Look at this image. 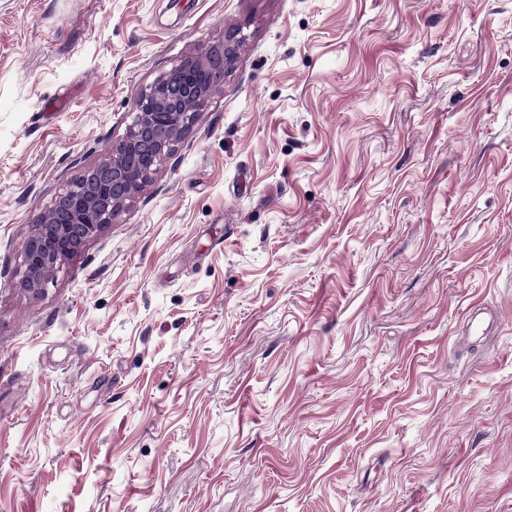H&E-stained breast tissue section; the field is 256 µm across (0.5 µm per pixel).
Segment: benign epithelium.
<instances>
[{"label":"benign epithelium","instance_id":"benign-epithelium-1","mask_svg":"<svg viewBox=\"0 0 512 512\" xmlns=\"http://www.w3.org/2000/svg\"><path fill=\"white\" fill-rule=\"evenodd\" d=\"M245 37L205 46L140 90L132 123L112 152L67 184L33 221L21 252L24 286L40 292L153 181L188 136L200 108L224 87Z\"/></svg>","mask_w":512,"mask_h":512}]
</instances>
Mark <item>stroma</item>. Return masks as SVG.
I'll use <instances>...</instances> for the list:
<instances>
[{
  "mask_svg": "<svg viewBox=\"0 0 512 512\" xmlns=\"http://www.w3.org/2000/svg\"><path fill=\"white\" fill-rule=\"evenodd\" d=\"M236 29L27 290L33 220ZM0 512H512V0H0ZM245 41L241 31L205 46L140 90L134 118L112 152L67 184L33 221L21 252L24 286L40 292L54 272L78 255L153 181L188 136L199 110L224 87ZM202 73L208 79L201 78ZM92 179L91 189L84 183Z\"/></svg>",
  "mask_w": 512,
  "mask_h": 512,
  "instance_id": "1",
  "label": "stroma"
}]
</instances>
